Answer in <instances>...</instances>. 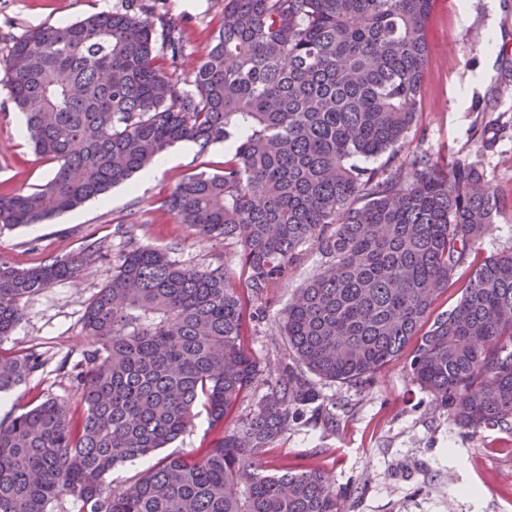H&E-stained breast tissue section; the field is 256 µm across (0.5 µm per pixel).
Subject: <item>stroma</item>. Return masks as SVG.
<instances>
[{
  "instance_id": "stroma-1",
  "label": "stroma",
  "mask_w": 512,
  "mask_h": 512,
  "mask_svg": "<svg viewBox=\"0 0 512 512\" xmlns=\"http://www.w3.org/2000/svg\"><path fill=\"white\" fill-rule=\"evenodd\" d=\"M490 20L484 0H472L461 14L459 0H435L428 24L430 55L424 71L417 121L402 156L428 152L436 157L478 160L502 210L491 232L476 246V259L512 249V0H499ZM121 0H0V57L30 29L68 23L120 8ZM185 45L173 76L188 87L194 69L224 17V0H165ZM494 75L479 81L485 69ZM0 83V196L46 183L53 166L20 137L22 113L5 107ZM494 137L484 148V137ZM177 161L152 182L137 180L111 188L100 198L42 224L0 227V255L20 268L101 244L103 256L77 281H62L23 301L24 316L8 347L36 348L43 371L7 396L0 421H8L44 397L68 402L74 415L84 407L70 372L90 339L83 330L86 305L136 246L167 252L182 265L223 267L244 302L248 326L244 344L266 366L287 363L288 346L277 325L298 288L322 267L315 243L297 250L286 279L257 296L250 289L237 240H203L176 223L165 202L183 178L221 171L223 144L207 149L173 145ZM407 358H400L362 386L317 381L330 423L303 417L261 458L269 469L317 468L329 473L347 512H512V433L488 429L478 435L455 426L431 395L412 383Z\"/></svg>"
}]
</instances>
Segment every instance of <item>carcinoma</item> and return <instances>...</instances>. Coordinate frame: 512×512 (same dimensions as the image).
<instances>
[{"mask_svg": "<svg viewBox=\"0 0 512 512\" xmlns=\"http://www.w3.org/2000/svg\"><path fill=\"white\" fill-rule=\"evenodd\" d=\"M431 6L224 0L189 90L169 73L184 44L156 0H123L13 42L0 60L9 101L54 175L1 196V226L42 224L96 199L177 142H224L223 170L182 180L166 200L177 223L238 238L257 296L308 241L324 264L282 319L293 363L262 370L223 269L182 266L150 246L127 252L83 315V417L47 397L0 423V512H48L62 495L79 512H346L329 475L268 474L260 453L307 413L330 420L307 373L361 386L414 338L410 378L449 419L475 435L512 429V251L483 260L458 303L428 323L500 210L476 161L397 159L417 117ZM386 153L381 168L354 164ZM101 257L99 245L29 268L0 256V393L45 366L35 350L4 347L21 302ZM262 373L268 399L219 442L112 487L113 470L169 447L197 408L224 426Z\"/></svg>", "mask_w": 512, "mask_h": 512, "instance_id": "cac0c4a2", "label": "carcinoma"}]
</instances>
